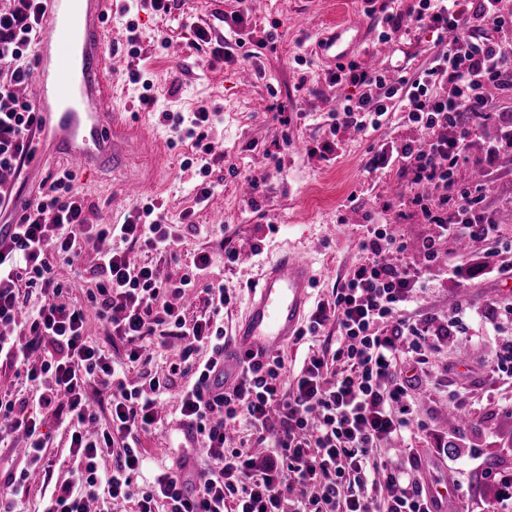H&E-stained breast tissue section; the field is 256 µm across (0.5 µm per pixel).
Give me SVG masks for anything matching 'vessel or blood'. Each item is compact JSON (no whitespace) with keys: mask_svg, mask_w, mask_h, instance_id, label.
<instances>
[{"mask_svg":"<svg viewBox=\"0 0 512 512\" xmlns=\"http://www.w3.org/2000/svg\"><path fill=\"white\" fill-rule=\"evenodd\" d=\"M44 2V35L36 46L40 63L30 82L43 127L58 145L57 156L78 169L106 160L126 165L131 155L122 136L127 120L108 91L119 74L103 48L114 0ZM315 279L313 264L301 251L282 253L269 262L224 354L225 383H232L241 361L263 362L284 352L301 328ZM427 493L435 501V512H456V488L432 483Z\"/></svg>","mask_w":512,"mask_h":512,"instance_id":"vessel-or-blood-1","label":"vessel or blood"}]
</instances>
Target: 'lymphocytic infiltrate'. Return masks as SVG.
<instances>
[{
    "instance_id": "lymphocytic-infiltrate-1",
    "label": "lymphocytic infiltrate",
    "mask_w": 512,
    "mask_h": 512,
    "mask_svg": "<svg viewBox=\"0 0 512 512\" xmlns=\"http://www.w3.org/2000/svg\"><path fill=\"white\" fill-rule=\"evenodd\" d=\"M43 0H10L0 10V172L17 173L33 157L42 121L35 105L19 98L17 86L31 72L29 54L39 38ZM437 34L454 32L423 70L391 78L357 64L338 69L333 84L355 92L331 116L330 133L351 128L368 132L387 113L424 132L421 143L383 151L370 168L399 164L410 184L450 187L455 170L468 163L466 143L474 131L492 121H511L499 110L496 92H512V9L504 0H418L407 14L385 18L382 39L402 29L403 18ZM69 172L49 177L34 204L0 226V325L24 318L21 336L0 333V359L22 365L26 377L45 384L40 406L66 424L69 449L80 468L54 486L43 512H112L119 501L135 500L136 512H281L294 499L295 512H434L414 468H392L377 450L406 432L427 433L429 422L417 409L412 379L399 365L427 363L434 345L404 313L424 288L421 270L411 261L412 248L385 229L368 230L359 242L364 256L351 277L339 283L329 300L318 302L298 340L308 353L292 388L282 382L285 363L276 357L239 371L228 390L216 393L211 378L224 361L228 338L213 319L232 299L224 287L209 289L213 314L187 324L176 306L194 272L207 269L210 254L194 261L193 272L179 279L161 277L157 263L130 264L127 253L140 247L159 260L174 254L180 237L166 224L155 204L135 208L122 224H91L85 200L71 184ZM488 183L460 191L456 201L441 197L437 206L413 197L430 223L454 238L492 240L496 226L484 210ZM97 246L88 273L96 289L88 301L113 335L129 346V361L142 357V343L160 334L182 341L177 371L189 384L180 395V414L192 442L200 443L208 463L190 473L191 497H184L174 472L163 471L139 483L144 458L127 436L158 417L170 382L157 377L128 384L100 349L83 334L82 307L61 303L65 285L54 276L49 255L70 261L85 243ZM38 293L39 307H25V296ZM336 326V347H316L327 324ZM211 355L198 361L201 346ZM111 415L112 428L98 431V413L88 389ZM11 392L0 391V445L23 433L28 446L20 472H8L0 492V512H13L12 498L31 474L48 471L37 415ZM243 422L267 433L275 453L256 463L251 450L226 445L228 425ZM117 452L112 469L98 466L102 453Z\"/></svg>"
}]
</instances>
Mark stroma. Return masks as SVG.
<instances>
[{"label": "stroma", "instance_id": "stroma-1", "mask_svg": "<svg viewBox=\"0 0 512 512\" xmlns=\"http://www.w3.org/2000/svg\"><path fill=\"white\" fill-rule=\"evenodd\" d=\"M116 2L104 48L121 56L138 49L145 81L126 79L121 87L125 101L150 126L128 129L141 146L126 172L113 171L108 163L74 172L73 187L90 206L89 223H124L130 210L114 208L113 200L125 178L141 180L143 203L162 202L166 223L199 227L182 239L177 259L162 263L163 275L179 278L199 254L214 257L194 284L187 321L207 314V290L221 284L237 297L223 312L230 334L244 316L251 286L283 250L298 248L313 260L318 270L313 298L319 301L362 263L359 241L369 226H385L417 246L437 239L436 262L422 265L428 286L405 314L426 325L435 338L415 389L432 431L406 436L404 450L384 448L377 457L403 468L408 454H415L420 484L445 480L459 489L469 512H495L499 488L473 470L472 462L496 458L499 475L512 476V413L503 408L512 401V378L491 370L512 351V318L498 313L504 302L512 301V281L495 271L512 260V150L500 151L487 198L497 235L475 242L464 253L410 203L420 194L432 199L447 195V188L411 187L398 168L368 166L380 149L421 142L418 129L402 124L393 112L364 136L351 129L329 133V113L348 89L331 84L337 63L321 58L318 46L337 22L361 16L367 28L350 60L363 67L376 57L389 71L414 72L434 51L431 32L412 29L388 42L378 34L387 14L406 12L415 0H170L165 14L156 12L149 0ZM199 27L207 30L209 42L196 38ZM224 43L231 47V59L212 53ZM145 94L151 95V103L142 102ZM201 109L211 114L207 140L213 152L205 167L192 160L190 142L178 140L159 119L163 112L189 116ZM330 138L336 147L328 151L323 143ZM203 184L210 188L204 199L199 196ZM223 247L235 252L234 262L219 258ZM95 259L96 250L88 243L74 261L53 260L57 278L71 285L63 303L84 302L94 290L85 271ZM471 261L489 262L491 269L475 279L446 277L447 267ZM84 334L114 364L129 366L130 378L172 377L173 392L160 421L129 438L151 468L172 469V458L156 450L184 437L177 392L185 380L171 374L177 339L150 337L143 358L132 365L127 344L112 335L95 310L87 312ZM452 391L470 398L466 428L451 427L446 419ZM42 431L48 436L49 473L16 497V512H40L44 495L77 465L55 418H47Z\"/></svg>", "mask_w": 512, "mask_h": 512}]
</instances>
